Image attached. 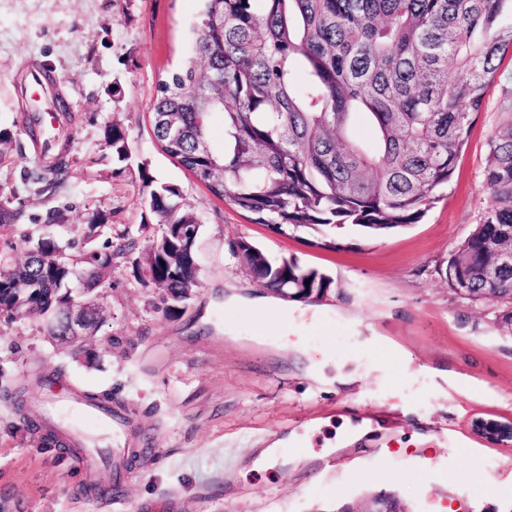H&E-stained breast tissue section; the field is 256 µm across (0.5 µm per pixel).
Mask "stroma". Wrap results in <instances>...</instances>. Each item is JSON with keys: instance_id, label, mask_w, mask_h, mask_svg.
Returning <instances> with one entry per match:
<instances>
[{"instance_id": "35a3bbf8", "label": "stroma", "mask_w": 512, "mask_h": 512, "mask_svg": "<svg viewBox=\"0 0 512 512\" xmlns=\"http://www.w3.org/2000/svg\"><path fill=\"white\" fill-rule=\"evenodd\" d=\"M200 10L201 0H0V129L13 134L0 145V203L21 213L0 226V243L42 232L79 242L97 213L113 247L139 243L115 259L100 290L105 321L83 353L55 345L36 320L0 323V502L8 512H340L389 494L406 512H512V439L476 429L512 423V332L438 273L487 207L488 142L512 120V58L421 223L286 238L213 197L153 137L150 104L189 54ZM44 68L70 105L71 168L63 188L37 193L22 181L41 157L22 133L20 82ZM112 122L128 131L123 164L104 144ZM147 175L178 186L201 220L198 284L176 317L136 278L160 233ZM240 239L325 272L334 290L268 309L225 303V292L262 290L231 253ZM286 335L301 337L308 357L283 351ZM7 390L23 391L27 413L61 435L79 421L51 402L111 393L122 424L109 436L86 429V443L120 456L79 467L76 447L26 430ZM347 417L382 429L336 450ZM290 432L274 467L252 469L253 450ZM298 454L307 465L289 464ZM329 454L333 466L320 469ZM117 477V503L95 494Z\"/></svg>"}]
</instances>
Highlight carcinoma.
Returning <instances> with one entry per match:
<instances>
[{
    "label": "carcinoma",
    "instance_id": "1",
    "mask_svg": "<svg viewBox=\"0 0 512 512\" xmlns=\"http://www.w3.org/2000/svg\"><path fill=\"white\" fill-rule=\"evenodd\" d=\"M255 2L204 0L190 54L150 105L162 150L212 196L289 238L345 224L380 235L418 223L452 177L472 117L483 111L491 77L512 47V25L501 20L509 0H261L260 9ZM299 70L307 80L300 93ZM357 112L378 128L373 151L349 136ZM214 113L223 118L220 150L209 141ZM104 142L114 162L129 159L121 124L105 126ZM68 169L67 143H58L27 177L59 187ZM483 181L489 205L440 273L452 288L488 293L503 324L512 325V264L499 263L512 251V122L490 139ZM145 185L161 226L148 280L167 289L160 310L170 316L194 279L182 237L198 238L200 220L176 186L151 178ZM103 226L101 219L88 225L69 268L93 274L98 254H122L99 240ZM23 242L45 254L61 247L50 235ZM231 252L252 278L286 289L293 301L334 288L326 273L294 257L272 259L243 239ZM26 259L39 290L25 316L50 332L59 327L58 308L73 297L72 274L57 278L34 256ZM24 423L40 442L66 445L41 421Z\"/></svg>",
    "mask_w": 512,
    "mask_h": 512
}]
</instances>
